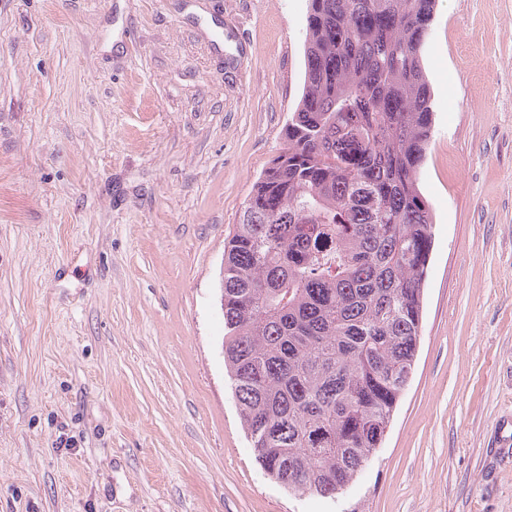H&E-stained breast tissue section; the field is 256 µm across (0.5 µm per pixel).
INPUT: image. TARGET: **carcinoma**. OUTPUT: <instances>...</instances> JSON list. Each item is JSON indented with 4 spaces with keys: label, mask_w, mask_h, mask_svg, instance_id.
Returning <instances> with one entry per match:
<instances>
[{
    "label": "carcinoma",
    "mask_w": 512,
    "mask_h": 512,
    "mask_svg": "<svg viewBox=\"0 0 512 512\" xmlns=\"http://www.w3.org/2000/svg\"><path fill=\"white\" fill-rule=\"evenodd\" d=\"M287 147L224 240V365L258 463L334 498L409 384L434 242L423 48L435 0H309Z\"/></svg>",
    "instance_id": "1"
}]
</instances>
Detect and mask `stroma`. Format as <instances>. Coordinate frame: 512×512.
Wrapping results in <instances>:
<instances>
[{"label": "stroma", "instance_id": "stroma-1", "mask_svg": "<svg viewBox=\"0 0 512 512\" xmlns=\"http://www.w3.org/2000/svg\"><path fill=\"white\" fill-rule=\"evenodd\" d=\"M309 0H0V512H512V0H437L414 371L333 499L256 461L220 271Z\"/></svg>", "mask_w": 512, "mask_h": 512}]
</instances>
